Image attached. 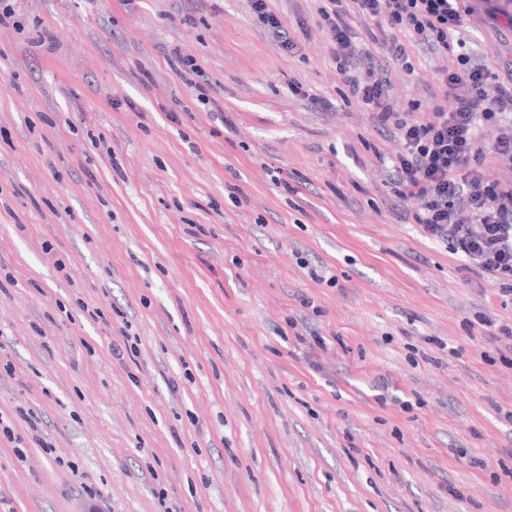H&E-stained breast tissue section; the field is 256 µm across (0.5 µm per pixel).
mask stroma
<instances>
[{
  "mask_svg": "<svg viewBox=\"0 0 512 512\" xmlns=\"http://www.w3.org/2000/svg\"><path fill=\"white\" fill-rule=\"evenodd\" d=\"M268 5L307 26L294 51L251 0H16L0 25V512H512V368L479 324L512 296L401 220L399 140L343 99L316 0ZM508 12L467 17L497 74ZM406 48L391 95L429 107ZM181 63L183 65V69L179 71V75L183 82L193 88L196 92H198L197 97L200 100L207 101L208 94L207 89L199 82L195 81L190 76L192 74L200 77V71L195 63V60L191 56H183L181 59Z\"/></svg>",
  "mask_w": 512,
  "mask_h": 512,
  "instance_id": "1",
  "label": "stroma"
}]
</instances>
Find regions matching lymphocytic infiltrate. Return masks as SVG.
Instances as JSON below:
<instances>
[{
  "label": "lymphocytic infiltrate",
  "instance_id": "obj_1",
  "mask_svg": "<svg viewBox=\"0 0 512 512\" xmlns=\"http://www.w3.org/2000/svg\"><path fill=\"white\" fill-rule=\"evenodd\" d=\"M318 26L336 47L348 96L377 130L397 136L400 152L387 170L398 202L421 203L412 219L431 239L478 267L512 295V61L492 74L462 35L465 0H321ZM368 19L357 32L352 16ZM437 56L455 54L456 68L435 69L430 111L399 109L390 94V65L413 71L399 32ZM497 174H489V167Z\"/></svg>",
  "mask_w": 512,
  "mask_h": 512
}]
</instances>
